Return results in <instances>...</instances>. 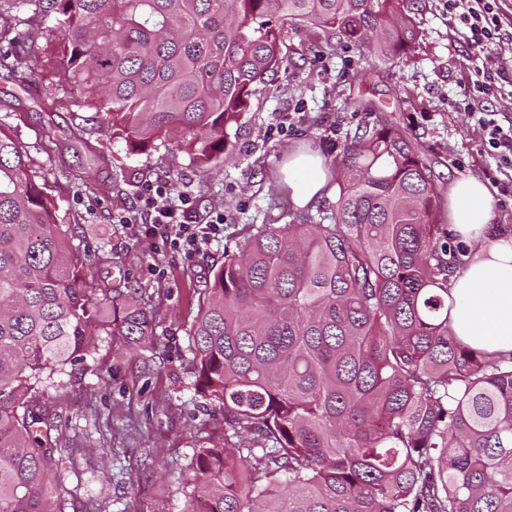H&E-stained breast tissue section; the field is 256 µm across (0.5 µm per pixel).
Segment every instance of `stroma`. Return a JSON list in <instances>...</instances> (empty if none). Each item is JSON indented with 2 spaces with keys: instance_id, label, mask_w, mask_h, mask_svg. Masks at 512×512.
Segmentation results:
<instances>
[{
  "instance_id": "1",
  "label": "stroma",
  "mask_w": 512,
  "mask_h": 512,
  "mask_svg": "<svg viewBox=\"0 0 512 512\" xmlns=\"http://www.w3.org/2000/svg\"><path fill=\"white\" fill-rule=\"evenodd\" d=\"M415 7L419 36L394 61L337 45L317 28L287 29V69L259 86L232 137L233 157L208 166L170 146L131 152L110 139L61 84L45 29L29 32L37 65L25 84L0 69V124L45 178L59 223L88 260L103 318L112 317L113 297L131 288L151 311L141 347L95 327L94 350L35 399L60 434L64 512H186L194 448L224 440L222 411L196 390L189 329L225 249L252 225L288 223L292 205L279 175L288 152L307 146L332 160L347 132L381 117L413 138L440 188L465 177L512 181L460 103L469 56L463 35L440 0ZM292 111L298 120L283 125ZM148 181L188 192L200 216L223 211L219 238L189 256L117 223Z\"/></svg>"
}]
</instances>
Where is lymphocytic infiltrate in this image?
<instances>
[{
  "label": "lymphocytic infiltrate",
  "mask_w": 512,
  "mask_h": 512,
  "mask_svg": "<svg viewBox=\"0 0 512 512\" xmlns=\"http://www.w3.org/2000/svg\"><path fill=\"white\" fill-rule=\"evenodd\" d=\"M448 21L460 29L470 49L471 66L461 96L479 125L488 151L501 167L512 168V120L499 118L494 100H512V35L502 28L499 0H441ZM170 189L144 184L140 212L118 214L121 224H136L159 237L163 245L194 253L200 237L217 233L223 215L197 216L190 196L179 205L168 202Z\"/></svg>",
  "instance_id": "obj_1"
}]
</instances>
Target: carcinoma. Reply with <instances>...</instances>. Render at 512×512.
Returning a JSON list of instances; mask_svg holds the SVG:
<instances>
[{
	"instance_id": "obj_1",
	"label": "carcinoma",
	"mask_w": 512,
	"mask_h": 512,
	"mask_svg": "<svg viewBox=\"0 0 512 512\" xmlns=\"http://www.w3.org/2000/svg\"><path fill=\"white\" fill-rule=\"evenodd\" d=\"M0 69L24 81L26 27L56 41L71 89L131 151L234 153L249 100L283 65V29L316 26L388 59L418 30L409 0H0ZM336 200L310 223L262 224L224 265L189 330L196 390L224 444L194 449L205 512H512V353L448 327L465 248L438 223L431 166L381 119L333 161ZM87 261L0 126V512H60L59 437L31 407L95 345ZM129 291L112 332L146 340ZM256 444L251 447L244 440Z\"/></svg>"
}]
</instances>
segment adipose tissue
Listing matches in <instances>:
<instances>
[{
    "instance_id": "ef3b65f1",
    "label": "adipose tissue",
    "mask_w": 512,
    "mask_h": 512,
    "mask_svg": "<svg viewBox=\"0 0 512 512\" xmlns=\"http://www.w3.org/2000/svg\"><path fill=\"white\" fill-rule=\"evenodd\" d=\"M290 201L306 208L320 199L329 172L323 157L300 147L289 152L284 167ZM489 186L476 178L448 186V231L468 245L463 269L452 278L455 301L448 326L455 336L488 353L512 352V234L493 224Z\"/></svg>"
}]
</instances>
